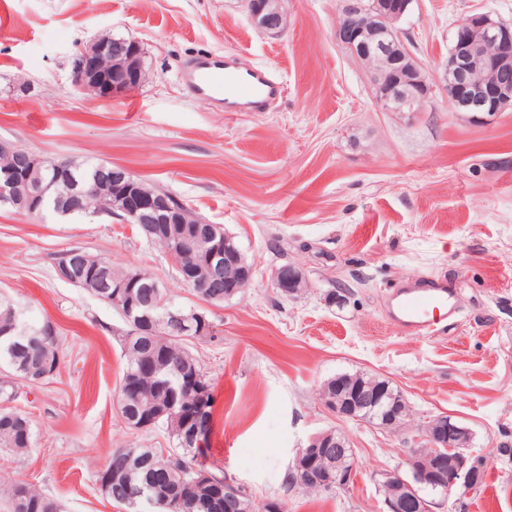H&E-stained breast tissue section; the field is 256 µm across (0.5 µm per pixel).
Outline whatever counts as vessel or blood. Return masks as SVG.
I'll return each mask as SVG.
<instances>
[{
    "label": "vessel or blood",
    "mask_w": 512,
    "mask_h": 512,
    "mask_svg": "<svg viewBox=\"0 0 512 512\" xmlns=\"http://www.w3.org/2000/svg\"><path fill=\"white\" fill-rule=\"evenodd\" d=\"M183 80L192 93L229 112L265 111L283 93L269 71L217 53L197 56ZM457 316L455 288L445 280L407 284L390 298V320L414 336L442 334Z\"/></svg>",
    "instance_id": "obj_1"
}]
</instances>
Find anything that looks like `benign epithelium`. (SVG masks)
I'll return each instance as SVG.
<instances>
[{"label": "benign epithelium", "mask_w": 512, "mask_h": 512, "mask_svg": "<svg viewBox=\"0 0 512 512\" xmlns=\"http://www.w3.org/2000/svg\"><path fill=\"white\" fill-rule=\"evenodd\" d=\"M411 3L412 0H344L336 23V41L369 67L375 101L384 112H419L432 92L425 68L411 52L399 27L410 12ZM248 13L255 27L262 31L278 32L287 26L285 0H248ZM452 42L445 81L452 93L449 102L454 110L466 112L475 120L487 121L512 109V81L508 78L512 71V24L485 11H471L455 25ZM142 68L139 41L131 38L109 42L95 36L74 56L71 83L96 96H115L140 84ZM24 158L28 172L47 169L53 171L54 178L47 184L41 180L22 184L18 182L19 172H10L0 183V205L34 212L50 187L65 180V169L61 161L33 152L25 154ZM107 181L111 196L122 204L121 212L133 223L145 225L148 238L161 233L163 224L181 223L169 197L144 191L138 178L128 169L112 168ZM202 241L205 242L202 261L216 274L224 275V293L236 294L250 281L252 270L225 257L224 240L216 234L179 239L168 256L181 270ZM56 270L62 280L74 284L87 272V268L75 260L63 261ZM298 278H302V272L288 264L274 272V286L286 288ZM138 282L139 277L132 275L121 283L112 284V301L132 311L137 304L133 288ZM167 317L180 324L186 333H192L195 325L199 332L207 331L205 316L198 312L188 313L181 307H173L167 311ZM384 397L379 391L370 392L362 396L359 407L345 408L332 402L328 409L341 420L362 424L367 422L363 410L379 407L382 427L405 434L408 448L403 463L380 472L379 477L384 483L403 482L409 492L408 503L388 499L384 501L385 512H403L406 506L416 512H436L444 508L450 498L472 492L470 429L449 414L433 416L415 426L407 415L406 397L390 402ZM324 438L325 435L318 433L297 450L291 465L302 478L295 486H306L314 479L313 470L323 458ZM422 448L436 449L433 467L425 466L420 454ZM354 476L355 468L351 467L345 473L325 475L319 484L329 489L346 488ZM245 489L247 486L232 476L224 480V491L233 501L246 497Z\"/></svg>", "instance_id": "obj_1"}]
</instances>
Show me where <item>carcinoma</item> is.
I'll use <instances>...</instances> for the list:
<instances>
[{
	"mask_svg": "<svg viewBox=\"0 0 512 512\" xmlns=\"http://www.w3.org/2000/svg\"><path fill=\"white\" fill-rule=\"evenodd\" d=\"M68 173L59 190L49 192L43 209L32 214L42 217L47 213L73 218L97 213L106 198L99 191L90 192L96 184L100 169L112 163L97 161L80 163L69 160L63 163ZM77 256L91 264H102L110 279H122L135 272L140 275L144 287L139 289L143 301L151 304L152 331L137 330V319L124 318L126 328L121 335V348L126 366L119 380L118 409L124 419L134 415L150 414L154 418L151 429H164L175 441L172 452L164 455L153 448H115L109 455L103 472L109 474L107 497L129 512H226L224 497H219L192 478L194 470L209 471L216 482L224 483V470L214 465L207 466L198 461L204 454L202 448L191 441L182 429L180 419L163 414L170 392L182 395V408L186 413L198 409L195 397L185 390L184 370L194 373L197 383L207 391L205 415L212 413L213 393L211 383L199 361L190 350L196 342L212 341L216 338L215 326H210L202 336H186L178 325L168 321L165 310L157 306L159 298L149 284L156 277L143 269L118 267L110 260L87 251ZM79 289L88 292L106 303L116 312L121 308L112 301V294L92 282H85ZM48 325L26 324L18 313L15 302L0 295V370L8 373V379L0 378V400L9 401L15 395L14 380L34 381L49 365L56 370L60 365L59 336L43 335ZM347 386L387 387L399 393L387 379L363 372L346 374ZM33 442L32 427L22 430L3 425L0 413V447L25 450ZM9 496L12 512H62L60 504L44 497L25 483L11 485Z\"/></svg>",
	"mask_w": 512,
	"mask_h": 512,
	"instance_id": "obj_1",
	"label": "carcinoma"
}]
</instances>
